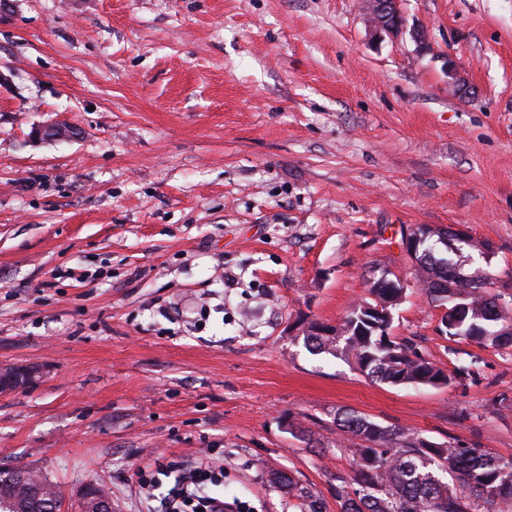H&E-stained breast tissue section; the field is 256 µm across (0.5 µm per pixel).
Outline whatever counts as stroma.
Returning a JSON list of instances; mask_svg holds the SVG:
<instances>
[{"mask_svg":"<svg viewBox=\"0 0 512 512\" xmlns=\"http://www.w3.org/2000/svg\"><path fill=\"white\" fill-rule=\"evenodd\" d=\"M357 3L0 0V368L35 373L0 395V468L150 512L203 458L225 506L302 512L282 473L341 512L342 410L512 460V346L441 334L403 244L462 228L512 291V0H401L377 40ZM381 275L393 339L465 385L308 351Z\"/></svg>","mask_w":512,"mask_h":512,"instance_id":"35a3bbf8","label":"stroma"}]
</instances>
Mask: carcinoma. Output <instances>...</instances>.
Instances as JSON below:
<instances>
[{"mask_svg":"<svg viewBox=\"0 0 512 512\" xmlns=\"http://www.w3.org/2000/svg\"><path fill=\"white\" fill-rule=\"evenodd\" d=\"M426 237L415 256L418 281L427 295L448 304L444 319L450 339L512 344V292L487 290L489 272L478 269L458 277L451 256L440 255ZM370 300L357 303L332 336H304L309 348L339 352L368 377L392 385H462L472 376L460 364L450 371L433 364L407 343L390 336L391 322L370 311L395 308L404 289L369 287ZM337 429L347 436L360 488L339 487L341 512H495L512 499V460L500 461L476 448L441 444L400 429H387L351 413L336 415ZM455 474L453 490L441 473ZM278 482L302 501L303 512H321L314 494L285 476Z\"/></svg>","mask_w":512,"mask_h":512,"instance_id":"cac0c4a2","label":"carcinoma"}]
</instances>
